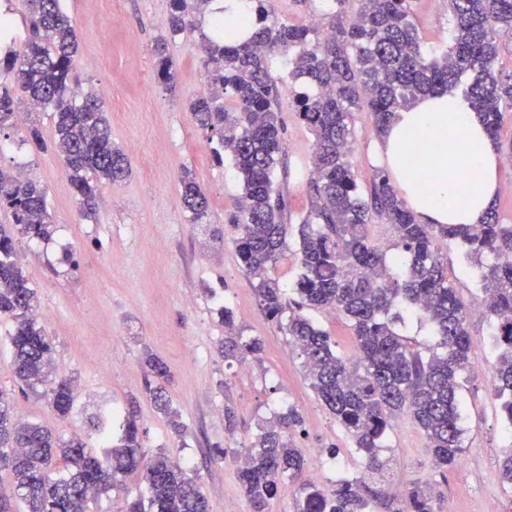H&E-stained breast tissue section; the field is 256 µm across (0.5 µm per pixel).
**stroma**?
I'll use <instances>...</instances> for the list:
<instances>
[{"instance_id":"obj_1","label":"stroma","mask_w":512,"mask_h":512,"mask_svg":"<svg viewBox=\"0 0 512 512\" xmlns=\"http://www.w3.org/2000/svg\"><path fill=\"white\" fill-rule=\"evenodd\" d=\"M79 41L74 71L83 89L103 96L112 141L124 149L130 176L104 187L96 223L84 221L53 151L15 147L0 154V166L20 164L39 170L48 192L56 230L50 241L20 243L23 268L36 289L42 322L56 346L59 375L73 380L75 409L59 418L47 399L17 396L19 414L64 436L94 441L89 421L110 407L133 412L147 453L165 450L201 484L210 512H250L237 478L238 453L254 440L261 423L296 407L303 426L294 436L302 455L322 452L323 484L352 477L367 464L335 416L310 386L300 357L280 328L261 310L253 281L238 263L234 231L224 218L240 193L231 164L219 165L205 134L191 121L186 103L199 93L205 76L198 62V32L169 45L178 74L176 92L157 78L153 45L166 27L168 0H121L111 11L107 0H64ZM110 35L102 50V35ZM285 182L292 223L309 209L301 169L311 156L312 136L283 96ZM355 143L349 161L361 190H368L381 162L379 136L369 110L354 115ZM191 173L209 199L211 221L190 223L181 178ZM448 272L462 301L479 307L477 269L461 261L450 242ZM78 270H71L65 255ZM118 263H110V256ZM230 307L244 337H258L263 351L249 363L221 356L224 325L218 306ZM470 357L481 373L467 377L465 452L451 470L435 467L427 439L409 418L394 422L383 455V474H370L366 486L378 493L374 512H400L391 486L422 488L434 512H512V495L500 485L499 463L512 447L504 437L500 400L494 393L491 326L475 313L468 323ZM168 368L167 393L185 425L175 434L144 391V359ZM235 416L227 429L226 413Z\"/></svg>"}]
</instances>
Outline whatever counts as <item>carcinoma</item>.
<instances>
[{
    "label": "carcinoma",
    "instance_id": "obj_1",
    "mask_svg": "<svg viewBox=\"0 0 512 512\" xmlns=\"http://www.w3.org/2000/svg\"><path fill=\"white\" fill-rule=\"evenodd\" d=\"M354 1L360 2L351 12ZM210 0H168L165 35L157 42V73L167 90L176 74L167 44L196 28L195 14ZM27 35L20 43L0 41V134L12 128L21 102L48 112L52 135L27 127L21 144L53 150L64 163L81 216L95 220L103 186L124 180L130 163L112 143L101 98L80 89L72 69L78 50L75 27L63 0H25ZM414 0H325L330 35L279 20L273 0H247L236 19L212 20L202 35L201 65L208 89L189 103V112L213 157L232 163L240 186L236 206L225 215L235 230L241 266L254 280L265 315L279 324L302 359L318 398L351 437L368 467L385 466L391 421L409 417L428 440L436 467L454 468L465 452L462 427L464 374L470 367L469 308L458 296L439 249L455 241L481 269L483 309L493 324L496 351L494 389L508 429H512V224L500 223L489 208L478 224H422L378 170L370 192L358 191L348 161L354 142L353 112L368 108L378 133L397 112L419 97L455 92L462 77L471 81L464 96L472 103L495 147L512 158L498 131L504 111H512V74L499 69L498 37L512 33V0H448V45L429 51L413 10ZM286 58L285 74L274 76L269 60ZM294 111L313 137L315 173L308 179L310 208L300 221V272L284 288L269 269L287 249L288 196L277 183L284 126L275 111L288 81ZM232 107L224 106V98ZM190 223H210L208 200L193 177L182 183ZM0 210L12 222L0 224V320L11 322L8 338L21 393L45 397L56 414L70 415L72 380L54 373V343L37 314V292L16 256L20 239L46 241L54 219L45 188L19 170L0 168ZM378 220L394 232L392 258L372 244L369 225ZM332 309L353 330L357 356L336 352L330 335L305 311ZM408 320L429 326L432 344L416 349L399 327ZM257 337H227L226 358L256 357ZM151 377L144 389L154 406L177 420L163 383L164 363L146 359ZM94 425L105 451L98 455L80 437L64 438L24 420L14 399L0 390V470L12 474L0 487V512H90V505L119 488L136 472L146 497L125 502L124 512H209L207 496L187 470L160 450L148 455L134 416L124 419L118 442L112 417ZM294 408L268 422L244 448L238 479L252 512H268L269 502L299 481L294 512H372L377 493L358 482L331 486L303 478L305 460L289 430L301 426ZM500 481L512 489V448L499 466ZM402 512H432L416 486L403 495Z\"/></svg>",
    "mask_w": 512,
    "mask_h": 512
}]
</instances>
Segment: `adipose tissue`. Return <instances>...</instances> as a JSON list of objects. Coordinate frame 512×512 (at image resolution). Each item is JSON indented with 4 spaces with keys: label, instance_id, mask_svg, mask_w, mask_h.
<instances>
[{
    "label": "adipose tissue",
    "instance_id": "obj_1",
    "mask_svg": "<svg viewBox=\"0 0 512 512\" xmlns=\"http://www.w3.org/2000/svg\"><path fill=\"white\" fill-rule=\"evenodd\" d=\"M464 128L465 139L454 138ZM380 151L402 195L424 224H475L500 190V156L460 95L420 98L397 112L385 129ZM478 176L469 186V173Z\"/></svg>",
    "mask_w": 512,
    "mask_h": 512
}]
</instances>
